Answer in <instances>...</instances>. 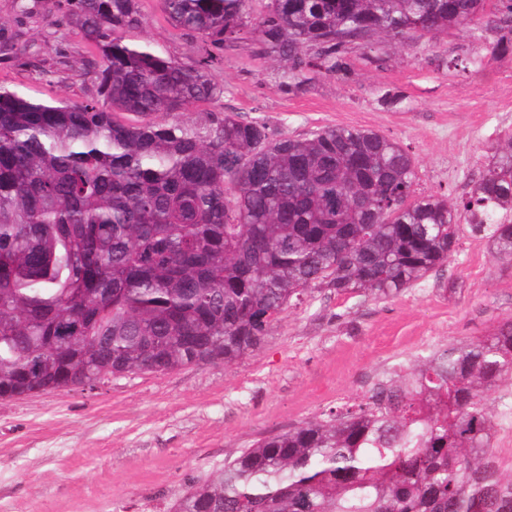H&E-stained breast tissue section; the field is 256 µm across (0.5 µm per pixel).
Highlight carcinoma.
Masks as SVG:
<instances>
[{
    "mask_svg": "<svg viewBox=\"0 0 512 512\" xmlns=\"http://www.w3.org/2000/svg\"><path fill=\"white\" fill-rule=\"evenodd\" d=\"M204 44L257 38L300 92L350 45L512 19V0H159ZM99 51L89 100L0 90V398L233 364L321 287L396 296L451 262L460 224L512 260V137L467 196H415L416 158L369 129L275 137L198 112L223 89L125 32L140 0H67ZM512 50V27L490 45ZM512 322L383 376L350 407L258 440L170 512H512L494 448Z\"/></svg>",
    "mask_w": 512,
    "mask_h": 512,
    "instance_id": "cac0c4a2",
    "label": "carcinoma"
}]
</instances>
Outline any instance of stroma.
Instances as JSON below:
<instances>
[{"instance_id": "obj_1", "label": "stroma", "mask_w": 512, "mask_h": 512, "mask_svg": "<svg viewBox=\"0 0 512 512\" xmlns=\"http://www.w3.org/2000/svg\"><path fill=\"white\" fill-rule=\"evenodd\" d=\"M127 42L192 65L202 40L141 0ZM493 37L451 30L411 45L353 47L342 78L304 93L278 86L279 62L245 40L215 51L221 95L196 111L260 121L273 135L328 126L373 129L408 146L416 192L466 195L512 134V54ZM480 56V65L448 62ZM97 53L67 22L65 0H0V87L55 103L92 98ZM512 321V262L462 229L453 260L400 295L377 300L315 290L285 309L261 348L232 366L129 374L94 389L0 399V512H169L193 481L257 440L353 404L378 376L446 344Z\"/></svg>"}]
</instances>
